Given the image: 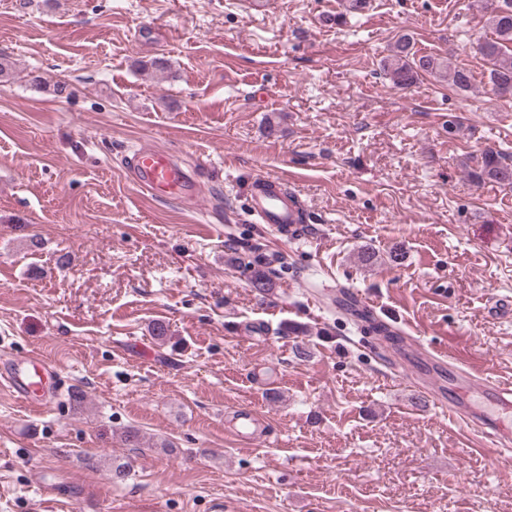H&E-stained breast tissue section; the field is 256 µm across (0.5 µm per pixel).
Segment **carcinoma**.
Segmentation results:
<instances>
[{"mask_svg":"<svg viewBox=\"0 0 512 512\" xmlns=\"http://www.w3.org/2000/svg\"><path fill=\"white\" fill-rule=\"evenodd\" d=\"M486 22L492 36L479 46L486 61L489 82L495 92L512 96V0H484ZM382 67L392 84L409 88L424 75L446 79L456 89L467 91L473 85V75L465 68L451 67L448 61L433 55H420L414 50L413 38L405 33L397 37ZM471 176L479 181L512 185V164L495 149L485 150Z\"/></svg>","mask_w":512,"mask_h":512,"instance_id":"obj_1","label":"carcinoma"}]
</instances>
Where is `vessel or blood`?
Listing matches in <instances>:
<instances>
[{
  "label": "vessel or blood",
  "mask_w": 512,
  "mask_h": 512,
  "mask_svg": "<svg viewBox=\"0 0 512 512\" xmlns=\"http://www.w3.org/2000/svg\"><path fill=\"white\" fill-rule=\"evenodd\" d=\"M131 182L151 197L172 199L197 208L201 185L197 176L182 168L171 153L142 144L133 149L128 159ZM247 213L257 223L266 224L279 232L294 233L300 228V207L276 176L259 174L250 184ZM59 374L44 359L28 356L13 361L0 373L5 384L18 398L34 409L50 405L55 396ZM264 431V420L249 408L238 410L232 432L240 440L249 441Z\"/></svg>",
  "instance_id": "1"
}]
</instances>
